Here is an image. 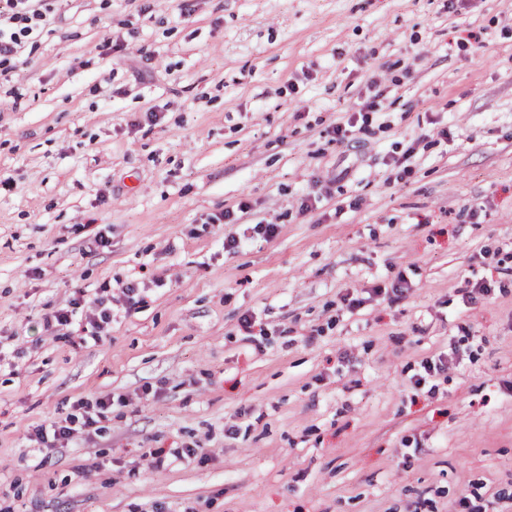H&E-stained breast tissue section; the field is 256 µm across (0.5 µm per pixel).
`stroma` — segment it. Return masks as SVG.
Returning a JSON list of instances; mask_svg holds the SVG:
<instances>
[{
    "mask_svg": "<svg viewBox=\"0 0 512 512\" xmlns=\"http://www.w3.org/2000/svg\"><path fill=\"white\" fill-rule=\"evenodd\" d=\"M190 3L0 78V512H512V0ZM75 407L84 409L83 413H79V415L74 413L68 414L65 419L58 422L53 430L55 440L60 442L69 441L79 430L95 426L99 422L97 418H101L103 414L99 411L97 414L91 413L89 411L90 405H84L80 402Z\"/></svg>",
    "mask_w": 512,
    "mask_h": 512,
    "instance_id": "obj_1",
    "label": "stroma"
}]
</instances>
